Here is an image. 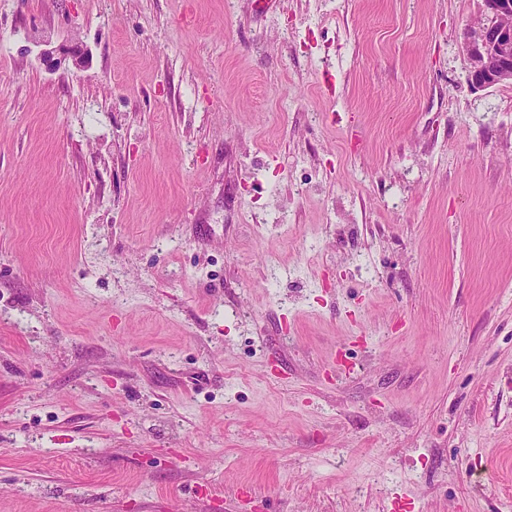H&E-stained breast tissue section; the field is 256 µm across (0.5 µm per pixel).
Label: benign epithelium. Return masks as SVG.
I'll return each mask as SVG.
<instances>
[{
    "label": "benign epithelium",
    "mask_w": 512,
    "mask_h": 512,
    "mask_svg": "<svg viewBox=\"0 0 512 512\" xmlns=\"http://www.w3.org/2000/svg\"><path fill=\"white\" fill-rule=\"evenodd\" d=\"M512 0H482L478 24L466 29L462 51L473 88L512 85ZM80 59V50L61 45L43 51L41 60L58 68L67 58Z\"/></svg>",
    "instance_id": "7a95c632"
}]
</instances>
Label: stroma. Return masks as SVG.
I'll list each match as a JSON object with an SVG mask.
<instances>
[{
	"mask_svg": "<svg viewBox=\"0 0 512 512\" xmlns=\"http://www.w3.org/2000/svg\"><path fill=\"white\" fill-rule=\"evenodd\" d=\"M480 10L0 0V512H512ZM80 50L78 47L61 45L45 49L41 55V60L51 68H59L67 57H72L78 63L80 59Z\"/></svg>",
	"mask_w": 512,
	"mask_h": 512,
	"instance_id": "35a3bbf8",
	"label": "stroma"
}]
</instances>
